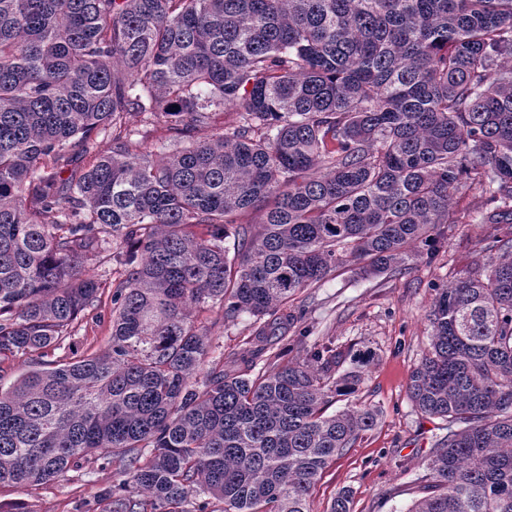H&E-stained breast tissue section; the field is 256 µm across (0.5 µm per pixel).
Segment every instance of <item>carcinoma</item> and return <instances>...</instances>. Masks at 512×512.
<instances>
[{"instance_id":"1","label":"carcinoma","mask_w":512,"mask_h":512,"mask_svg":"<svg viewBox=\"0 0 512 512\" xmlns=\"http://www.w3.org/2000/svg\"><path fill=\"white\" fill-rule=\"evenodd\" d=\"M467 191L492 256L426 315L408 392L447 433L407 512H512V0H0V362L98 306L87 261L118 274L104 351L0 388V485L102 455L128 476L102 512H310L377 413H327L370 354L288 357V303L433 259ZM205 307L251 336L210 358Z\"/></svg>"}]
</instances>
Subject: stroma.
I'll list each match as a JSON object with an SVG mask.
<instances>
[{"label":"stroma","instance_id":"stroma-1","mask_svg":"<svg viewBox=\"0 0 512 512\" xmlns=\"http://www.w3.org/2000/svg\"><path fill=\"white\" fill-rule=\"evenodd\" d=\"M480 205L474 193L457 196L460 221L449 225L447 247L434 259L414 261L404 276L361 279L340 270L294 300L301 316L296 329L303 335L295 352L329 341L344 353L367 348L374 354L353 400L375 409L377 424L325 469L311 497L312 512H327L344 488L352 492V512H406L418 497L417 478L441 421L411 402L410 375L428 348L431 329L425 315L436 286L462 278L490 258L483 241L494 227L481 223ZM86 268L103 285L101 304L76 321L54 358L99 352L109 343L112 273L96 259L87 261ZM195 320L207 325L216 352L235 348L252 332L245 314L226 321L218 311H200ZM120 479L118 465L89 462L36 486L0 487V512H97L102 491Z\"/></svg>","mask_w":512,"mask_h":512}]
</instances>
